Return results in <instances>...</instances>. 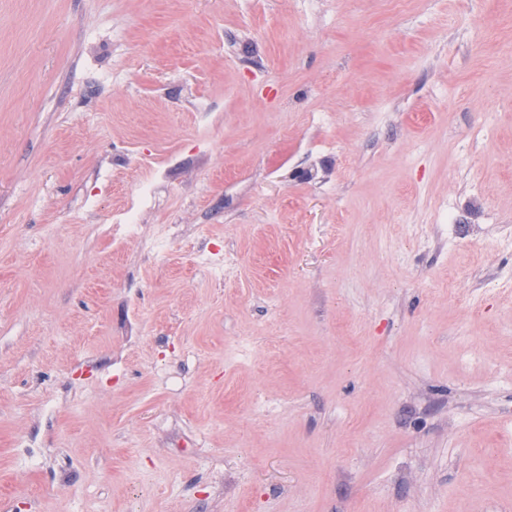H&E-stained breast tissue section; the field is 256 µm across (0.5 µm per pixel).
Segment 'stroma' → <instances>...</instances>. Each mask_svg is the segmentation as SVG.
I'll list each match as a JSON object with an SVG mask.
<instances>
[{"instance_id":"35a3bbf8","label":"stroma","mask_w":512,"mask_h":512,"mask_svg":"<svg viewBox=\"0 0 512 512\" xmlns=\"http://www.w3.org/2000/svg\"><path fill=\"white\" fill-rule=\"evenodd\" d=\"M511 42L0 0V512H512Z\"/></svg>"}]
</instances>
